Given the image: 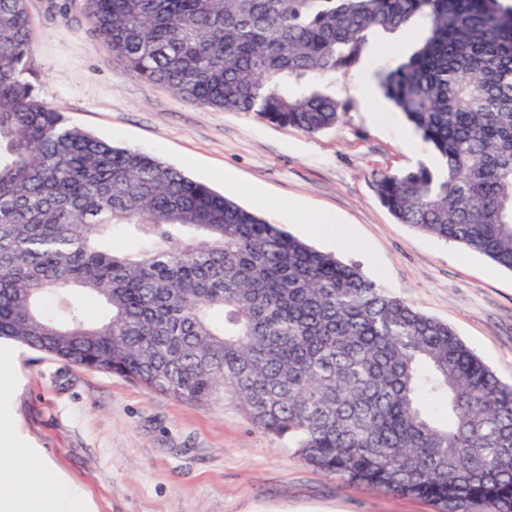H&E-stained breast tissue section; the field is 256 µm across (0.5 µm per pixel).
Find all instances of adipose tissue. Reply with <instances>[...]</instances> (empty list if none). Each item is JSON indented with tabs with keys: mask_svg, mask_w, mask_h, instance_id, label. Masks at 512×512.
<instances>
[{
	"mask_svg": "<svg viewBox=\"0 0 512 512\" xmlns=\"http://www.w3.org/2000/svg\"><path fill=\"white\" fill-rule=\"evenodd\" d=\"M0 512H82L77 489L40 457L0 437Z\"/></svg>",
	"mask_w": 512,
	"mask_h": 512,
	"instance_id": "ef3b65f1",
	"label": "adipose tissue"
}]
</instances>
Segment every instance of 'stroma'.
Wrapping results in <instances>:
<instances>
[{
	"label": "stroma",
	"mask_w": 512,
	"mask_h": 512,
	"mask_svg": "<svg viewBox=\"0 0 512 512\" xmlns=\"http://www.w3.org/2000/svg\"><path fill=\"white\" fill-rule=\"evenodd\" d=\"M27 2L35 38L26 78L70 124L149 150L219 191L221 173L233 172L231 199L448 323L512 384V271L397 223L371 187L373 172L432 161L387 100L378 109L391 118L378 123L361 94L407 46L372 45L362 64L337 73L331 88L348 112L306 134L144 82L94 35L83 0ZM312 210L335 214L355 246L317 238L304 222ZM0 353L14 360L0 380L12 437L85 490L86 512H432L307 465L232 403H186L14 344Z\"/></svg>",
	"instance_id": "stroma-1"
}]
</instances>
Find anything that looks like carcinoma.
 <instances>
[{"label": "carcinoma", "instance_id": "obj_1", "mask_svg": "<svg viewBox=\"0 0 512 512\" xmlns=\"http://www.w3.org/2000/svg\"><path fill=\"white\" fill-rule=\"evenodd\" d=\"M148 83L315 134L375 31L425 32L376 73L434 153L373 175L400 224L512 271V8L501 0H85ZM27 0H0V339L178 400L235 403L310 466L512 512V384L448 327L155 154L67 123L25 78ZM132 247H112L115 233ZM99 299L96 320L49 293Z\"/></svg>", "mask_w": 512, "mask_h": 512}]
</instances>
